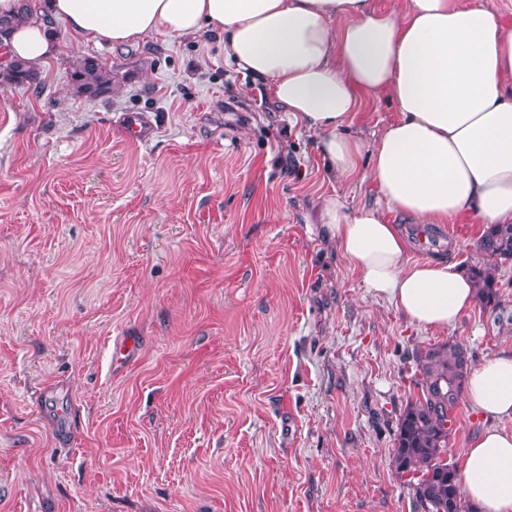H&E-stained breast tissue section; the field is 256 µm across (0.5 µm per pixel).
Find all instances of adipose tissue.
Returning <instances> with one entry per match:
<instances>
[{
	"label": "adipose tissue",
	"mask_w": 512,
	"mask_h": 512,
	"mask_svg": "<svg viewBox=\"0 0 512 512\" xmlns=\"http://www.w3.org/2000/svg\"><path fill=\"white\" fill-rule=\"evenodd\" d=\"M14 25L8 57L35 65L58 56L62 24L97 46L154 34L222 36L224 56L268 83L293 123L318 134L329 176L363 175L373 205L324 197L319 222L374 296L411 323L454 329L476 299L473 281L445 259H411L390 213L426 226L450 219L512 222V26L461 0H407L404 13L374 0H40ZM387 95L396 117L376 139L351 128L366 95ZM474 411L512 418V350L468 376ZM461 492L481 512H512V433L478 431L459 470Z\"/></svg>",
	"instance_id": "obj_1"
}]
</instances>
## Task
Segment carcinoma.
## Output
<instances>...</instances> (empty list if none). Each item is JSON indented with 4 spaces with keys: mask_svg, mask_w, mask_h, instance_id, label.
Here are the masks:
<instances>
[{
    "mask_svg": "<svg viewBox=\"0 0 512 512\" xmlns=\"http://www.w3.org/2000/svg\"><path fill=\"white\" fill-rule=\"evenodd\" d=\"M70 78L77 91L90 98L112 93V71L94 59L79 61ZM36 80L34 69L23 63L13 62L0 71L1 88L31 86ZM477 248L494 262L512 260V224L486 226ZM467 272L479 302L485 307L496 306L491 269L470 266ZM414 358L420 391L399 414L391 466L412 491L418 512H476L463 499L456 466L447 461L454 413L474 354L464 344L448 342L419 348Z\"/></svg>",
    "mask_w": 512,
    "mask_h": 512,
    "instance_id": "cac0c4a2",
    "label": "carcinoma"
}]
</instances>
